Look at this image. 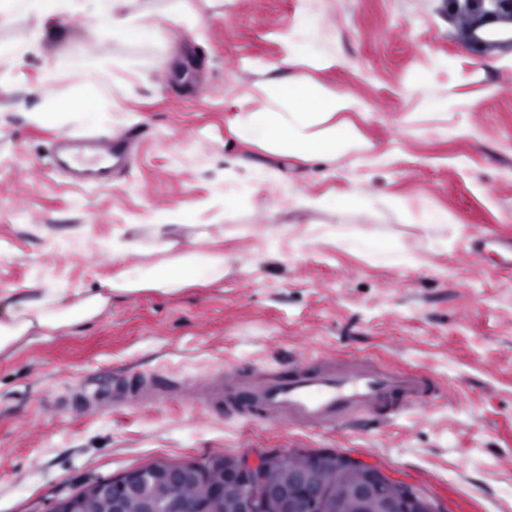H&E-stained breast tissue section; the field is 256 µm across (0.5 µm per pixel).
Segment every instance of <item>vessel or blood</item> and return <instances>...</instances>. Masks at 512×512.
<instances>
[{
    "label": "vessel or blood",
    "mask_w": 512,
    "mask_h": 512,
    "mask_svg": "<svg viewBox=\"0 0 512 512\" xmlns=\"http://www.w3.org/2000/svg\"><path fill=\"white\" fill-rule=\"evenodd\" d=\"M63 154L53 156L50 170L67 171L71 180L91 187L108 184L116 168L126 166L133 138L106 139L97 132L62 137ZM469 253L497 248L504 270L512 273V237L478 236ZM192 392L195 405L234 419L311 430L381 429L433 400L445 398L446 382L423 371L399 368L358 356L339 358L319 353L288 360L232 362L203 376L150 371L113 372L107 389L82 380L68 395V409L91 415L101 407L135 410L181 400Z\"/></svg>",
    "instance_id": "vessel-or-blood-1"
}]
</instances>
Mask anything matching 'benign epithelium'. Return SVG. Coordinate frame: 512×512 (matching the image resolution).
Here are the masks:
<instances>
[{
	"instance_id": "1",
	"label": "benign epithelium",
	"mask_w": 512,
	"mask_h": 512,
	"mask_svg": "<svg viewBox=\"0 0 512 512\" xmlns=\"http://www.w3.org/2000/svg\"><path fill=\"white\" fill-rule=\"evenodd\" d=\"M461 3L467 13L468 36L473 45L484 47L506 43L512 46V0H448V7L454 8ZM267 461L265 451L257 450L241 455L229 464L222 456H212L187 463L152 465L111 479L88 482L80 494L56 500L52 512H91L93 501L101 498L110 500L111 512H126V503L133 497L140 500V512H202L190 508L179 496L161 501L152 494L151 487L159 483L179 486L211 472H219L243 486L245 494L239 499L237 512H258L262 505L272 506L274 512H299L297 494L303 487L313 495L318 492L320 467L314 464L303 471L291 472L284 485L272 489L265 482ZM332 461L339 467L365 472L366 480L356 490L359 504L374 497L380 502L382 512H397L398 503L391 498V492L398 490L403 493L409 508L415 512L423 508L416 501L418 493L378 466L351 455H336Z\"/></svg>"
}]
</instances>
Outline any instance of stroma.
<instances>
[{
  "label": "stroma",
  "mask_w": 512,
  "mask_h": 512,
  "mask_svg": "<svg viewBox=\"0 0 512 512\" xmlns=\"http://www.w3.org/2000/svg\"><path fill=\"white\" fill-rule=\"evenodd\" d=\"M157 5L176 6L194 25L147 18L142 40L120 43L73 15L67 40L44 42L0 90V289L38 276L96 288L152 262L145 252L117 261L94 246L121 229L150 244L142 218L151 210L178 217L164 231L172 254L201 248L203 234L223 237L224 278L174 293H113L93 320L0 357V512H49L87 481L160 459L257 449L345 452L419 489L440 512H512V275L495 253L474 260L464 249L476 234L512 236V49L474 48L448 0ZM319 9L320 56L283 66L292 24ZM85 47L112 64V110L81 123L65 115L78 78L61 60ZM130 59L147 81L128 80ZM49 67L58 70L60 116L37 122ZM287 77L358 101L320 128L364 140L385 163L354 152L333 162L282 156L237 137L236 114L261 110L262 83ZM115 111L122 124L112 123ZM86 125L106 137L138 135L130 168L99 189L45 171L54 141ZM228 159L278 169L309 196L339 202L357 187L414 212L433 207L447 212L448 227L404 224L389 210L298 208L267 189L211 227ZM323 224L343 225L358 249L266 247L273 226L297 234ZM394 247L422 265L394 263ZM314 351L430 372L455 395L369 433L227 419L185 402L85 417L50 405L80 380L108 384L117 368L202 374L231 360Z\"/></svg>",
  "instance_id": "35a3bbf8"
}]
</instances>
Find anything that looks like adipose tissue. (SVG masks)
Here are the masks:
<instances>
[{"label": "adipose tissue", "mask_w": 512, "mask_h": 512, "mask_svg": "<svg viewBox=\"0 0 512 512\" xmlns=\"http://www.w3.org/2000/svg\"><path fill=\"white\" fill-rule=\"evenodd\" d=\"M154 12L151 0H0L1 21L16 17L35 21L26 40L0 44V89L10 85L28 55L39 52L43 40L63 37L61 18L80 13L112 40L134 42L144 33L143 18ZM68 64L96 75L95 84L83 87L69 106L70 117L84 121L89 111H106L103 93L111 83L109 65L82 51L71 53ZM264 91L267 104L261 111L241 112L234 118L242 136L281 154L300 150L331 161L341 154L363 150V143L352 135L333 130L319 135L312 131L336 110L353 107V100L326 98L310 85L290 81L266 83ZM263 187L280 192L297 207L323 209L330 205L327 198L288 187L277 169L257 167L242 175L225 171L220 206L230 210L243 196ZM145 221L156 232L148 247L155 256L151 264L122 270L98 288L69 290L39 280L22 289L0 290V356L11 355L21 343L32 341L35 336H46L97 317L111 304L113 293L132 295L147 287L175 292L201 277L210 282L223 280L224 249L216 240H208L206 248L173 256L169 243L161 236L163 228L172 223V215L151 212Z\"/></svg>", "instance_id": "ef3b65f1"}]
</instances>
